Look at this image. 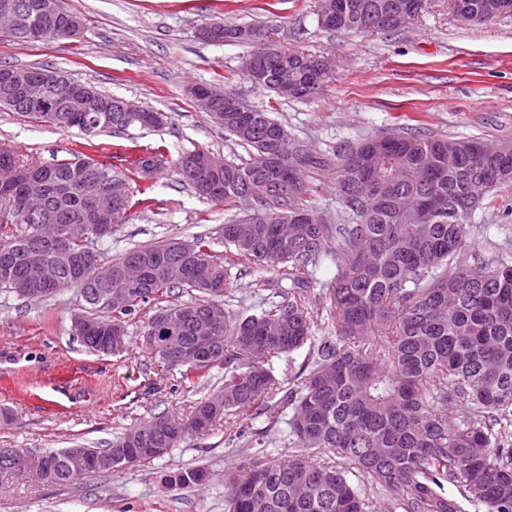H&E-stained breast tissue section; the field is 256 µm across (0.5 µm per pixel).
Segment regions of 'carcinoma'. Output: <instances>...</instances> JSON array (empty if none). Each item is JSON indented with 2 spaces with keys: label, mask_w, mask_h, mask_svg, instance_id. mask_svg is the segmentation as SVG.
<instances>
[{
  "label": "carcinoma",
  "mask_w": 512,
  "mask_h": 512,
  "mask_svg": "<svg viewBox=\"0 0 512 512\" xmlns=\"http://www.w3.org/2000/svg\"><path fill=\"white\" fill-rule=\"evenodd\" d=\"M333 14L322 28L355 33L398 32L417 15L415 0H332ZM502 0H453L454 11L473 20L483 12L488 21L502 14ZM238 36L210 38L218 44L251 45L263 37L254 24H228ZM308 57L279 51L265 58L260 72L249 79L271 91L283 68L297 80L309 99L310 76L302 66ZM15 113L86 137L103 131L126 133L144 128L135 118L112 108V125L93 132L85 125L92 112ZM224 113V135L247 153L225 161L215 179L218 194L183 177L199 196L226 205L248 199L256 205L252 223L237 218L224 225V246L234 248L239 263L265 268L288 265V301L258 314L230 311L233 281L204 236L169 238L136 246L111 262L112 277H122L127 263L139 259L141 286L129 291L127 306L106 303L107 286L74 273L72 261L101 259L100 237L78 230L56 243L39 232L68 225L66 217L84 207L88 190L118 195L112 223L130 207V181L150 183L168 165L159 149L145 148L129 160L130 173L82 153L52 163L37 162L0 148V163H13L40 178L52 220L20 221L0 203V287L24 299L49 300L72 288L84 305L72 323L85 326L82 342L126 335L124 317L142 304L154 303L149 321L164 315L181 328L183 340L221 336L224 345L198 361L183 363L175 353L148 351L166 370L179 372L190 387L224 370V387L203 398L186 420L168 413L155 418L166 431L149 443L173 450L190 432L205 429L241 411L262 414L270 408L290 409L288 442L301 449L284 459L256 462L240 475L227 474V512H372L371 501L349 475L367 478L390 502L405 512H459L456 500L438 493L443 484L461 497L477 501L487 512H512V249L506 247L489 261L467 265L458 260L470 247L469 221L486 194L480 181L499 170L508 178L492 188L512 184V148L481 159L478 137L457 139L409 131L368 136L356 144L336 147L338 222L328 224L313 208L299 205L307 193L308 174L323 159L290 137L283 146L272 137L280 123L271 109L249 106L248 128L241 129ZM288 156L297 185L279 186L277 173L265 156ZM182 244L203 259L198 268L188 261L174 274L168 264L181 260L172 246ZM336 275L322 284V296L335 313L336 336L314 335V321L305 298L316 281L313 272L323 258ZM41 261L56 268L58 286L31 292L26 263ZM187 301L163 304L174 290ZM309 346L288 390H282L271 362ZM461 406L465 416L448 420V408ZM127 429L104 448H90L94 459L116 458L131 448ZM327 448L334 462L312 457ZM46 483L69 486L66 449L37 455ZM208 477L201 467L167 475L171 484L191 488Z\"/></svg>",
  "instance_id": "1"
}]
</instances>
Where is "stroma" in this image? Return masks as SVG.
<instances>
[{"instance_id":"obj_1","label":"stroma","mask_w":512,"mask_h":512,"mask_svg":"<svg viewBox=\"0 0 512 512\" xmlns=\"http://www.w3.org/2000/svg\"><path fill=\"white\" fill-rule=\"evenodd\" d=\"M80 16L73 38L56 42L0 40V65L41 66L166 113L164 127L131 134L103 132L87 139L0 111V144L42 162L82 152L125 169L132 146L165 150L169 159L205 149L226 159L240 151L187 96L188 86L218 83L248 103L273 106L296 140L332 154L342 141L407 129L448 137L512 141V14L485 23L456 16L452 0H424L421 11L397 33L351 34L320 27V0H60ZM224 19L254 23L276 48L324 62L329 77L306 101L275 100L246 74L252 49L200 39L199 27ZM302 198L327 223H335L336 167L327 163L308 179ZM126 218L98 244L104 260L166 237L210 234L223 252L222 228L253 208L235 207L195 194L167 168L147 192H134ZM472 245L465 263L489 257L494 245L512 240V185L483 200L470 223ZM336 273L330 259L314 271L318 282L305 304L317 336L336 332L333 314L320 297V283ZM237 311L260 312L280 288L275 266L232 268ZM82 306L71 290L47 301H30L0 290V448L48 451L102 447L154 414L189 416L200 398L216 393L218 381L187 388L179 374L154 363L141 344L150 310L127 316L120 347L104 355L89 351L71 333ZM285 423L269 414L237 417L231 429L217 426L187 435L169 455L151 464L128 465L78 484H38L28 474L0 475V512H224V474L262 454H291ZM206 468L203 486L165 485L182 467Z\"/></svg>"}]
</instances>
